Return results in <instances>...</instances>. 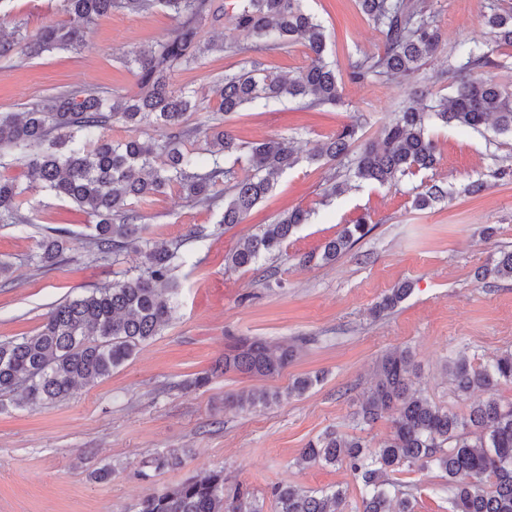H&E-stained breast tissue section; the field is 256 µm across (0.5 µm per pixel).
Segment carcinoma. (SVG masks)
I'll return each instance as SVG.
<instances>
[{
	"instance_id": "cac0c4a2",
	"label": "carcinoma",
	"mask_w": 512,
	"mask_h": 512,
	"mask_svg": "<svg viewBox=\"0 0 512 512\" xmlns=\"http://www.w3.org/2000/svg\"><path fill=\"white\" fill-rule=\"evenodd\" d=\"M362 13L380 31L382 50L365 53L350 63L349 77L366 82L382 76L409 78L441 45L427 0H358ZM156 8L168 13L173 28L168 38L145 51L132 53L128 64L137 70L138 91L104 95L91 88L65 90L33 103L25 112L0 113V168H26L29 179L50 195L70 201L91 216L89 252L95 258L123 252L140 255L138 273L67 299L51 310L32 335L0 342V410L22 391L27 404L40 407L67 399L77 383L107 378L145 342L159 335L174 309L178 284L174 271L184 263L182 243L157 246L144 237L146 227L134 204L176 189L194 204L213 206L224 201L221 224H239L273 188V179L298 162L286 137L260 143L241 142L224 127L222 116L262 100L302 101L306 106L337 105L342 92L336 71L326 59L327 36L303 0H234L237 27L253 36L255 46H216L203 39L206 23L219 22L224 4L216 0H62L68 21L34 29L12 23L0 11V60L25 61L53 50L80 51L90 28L101 17L123 11L139 14ZM485 24L495 36L496 49L512 48V5L491 4ZM300 42L310 58L296 76L270 73L251 63L224 71L213 88L218 106L194 91L176 90L169 77L194 64L202 54L219 49L229 56L251 50H286ZM494 49V50H496ZM494 50L459 44V64L450 68L453 94L436 97L420 90L416 103L402 108L377 138L351 153L358 126L346 124L320 144L311 160H348L344 179L331 177L325 196L344 192L349 183L397 186L405 178L432 169L436 144L428 133L431 120L479 130L492 122L499 135L512 134V85L483 81L475 72L497 65ZM190 112L214 113L213 125L203 131L188 127ZM154 122L165 139H144L138 128ZM122 124L131 132L114 142L106 130ZM17 182L0 176V224L25 227L21 212L25 198ZM448 197L445 186L432 183L415 194L423 210ZM309 212L294 208L273 224L243 239L228 257L233 269L252 270L261 260L280 255L288 239ZM371 231L369 218L345 224L328 240L321 260L330 262ZM60 231L44 235L32 260L54 268L70 249ZM482 279L512 280V251L501 252L492 265L478 272ZM411 287L402 283L374 306L377 316L405 300ZM293 350L261 339H242L224 355V371L276 377L287 367ZM446 369L457 396L475 391L487 398L460 415L443 408L414 387L413 371L404 352L388 353L379 361L375 382L355 412L370 424L389 414L392 432L378 447L363 438L327 432L300 450L297 464L340 465L359 489L357 512H415L408 484L393 473L437 470L448 481L454 512H512V401L495 396L502 384H512V351L474 367L465 358L450 359ZM321 375L295 379L287 395H301L320 383ZM278 392L255 390L232 399L240 408L267 406ZM183 464V454L170 450L143 461L138 479L150 482L166 469ZM274 512H351L348 489L334 486L305 490L292 485L271 489ZM138 512H263L246 490L228 488L224 471L154 489L139 503Z\"/></svg>"
}]
</instances>
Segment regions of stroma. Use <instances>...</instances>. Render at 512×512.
<instances>
[{
    "label": "stroma",
    "mask_w": 512,
    "mask_h": 512,
    "mask_svg": "<svg viewBox=\"0 0 512 512\" xmlns=\"http://www.w3.org/2000/svg\"><path fill=\"white\" fill-rule=\"evenodd\" d=\"M428 2L442 43L416 78L355 83L350 63L381 50L380 32L356 0H307L325 28L342 103L310 109L284 100L245 107L228 120L243 142L286 136L301 155L242 223L221 225L220 208L188 203L175 190L137 203L145 235L156 245L170 244L194 225L207 233L203 243L187 244L186 261L175 272L172 318L110 377L52 405L0 411V512H137L150 487L215 470L223 471L227 484L247 487L263 501L264 512H273L274 485L322 489L348 483L344 468L302 469L295 459L308 441L329 430L362 435L374 447L388 437L390 417L359 428L352 416L373 384L377 362L393 351H409L417 385L430 400L461 414L469 410L471 399L454 395L443 370L448 355L464 354L476 366L512 350V281L476 277L501 251H512V177L492 175L512 165V137L431 124L439 157L433 170L395 188L364 185L328 204L320 196L335 165L308 158L351 122L359 125V142L376 138L419 87L448 94L446 71L456 42L492 43L483 19L487 0ZM5 8L31 28L65 18L61 0H7ZM170 29V19L158 10L104 16L79 53H45L0 69V112L25 111L64 89L136 92L126 57L165 39ZM229 63L219 49L210 51L174 73L170 83L211 92L216 73ZM480 178L485 189L469 193ZM430 179L447 186L448 198L416 209L414 195ZM29 198L22 210L31 221L27 236L0 225V259L11 265L9 282L0 287V341L35 333L52 306L110 284L140 263L133 252L116 265L89 258L92 218L41 191ZM298 207L311 217L290 237L285 256L264 261L259 271L227 268L226 255L242 239ZM364 214L371 232L335 262L318 260L323 244ZM488 227L496 230L489 239L483 235ZM51 230L69 232L71 248L57 268L45 270L29 256ZM307 254L311 262L300 264ZM404 282L412 285L409 297L373 316L383 294ZM253 337L295 345L293 362L274 378L211 373L240 339ZM318 371L324 374L320 383L286 397L296 377ZM204 372L209 383L191 386ZM258 389L281 392L282 398L249 410L224 403L226 395ZM183 448L189 451L183 468L162 471L149 485L136 478L142 461ZM103 468L111 469V478L95 480ZM407 479L415 486L416 512H453L437 472L415 471Z\"/></svg>",
    "instance_id": "35a3bbf8"
}]
</instances>
